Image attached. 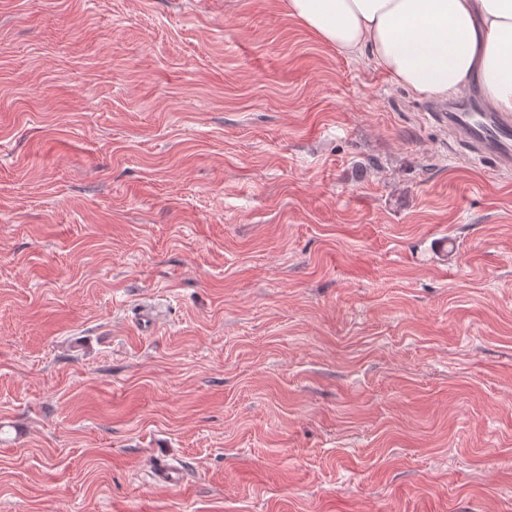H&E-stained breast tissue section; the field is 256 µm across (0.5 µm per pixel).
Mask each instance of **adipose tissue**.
<instances>
[{
    "label": "adipose tissue",
    "mask_w": 512,
    "mask_h": 512,
    "mask_svg": "<svg viewBox=\"0 0 512 512\" xmlns=\"http://www.w3.org/2000/svg\"><path fill=\"white\" fill-rule=\"evenodd\" d=\"M317 38L369 57L414 95L445 100L478 85L512 113V0H287Z\"/></svg>",
    "instance_id": "1"
}]
</instances>
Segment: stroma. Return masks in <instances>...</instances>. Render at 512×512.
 <instances>
[{
    "mask_svg": "<svg viewBox=\"0 0 512 512\" xmlns=\"http://www.w3.org/2000/svg\"><path fill=\"white\" fill-rule=\"evenodd\" d=\"M427 105L286 0H0V512H512V172Z\"/></svg>",
    "mask_w": 512,
    "mask_h": 512,
    "instance_id": "1",
    "label": "stroma"
}]
</instances>
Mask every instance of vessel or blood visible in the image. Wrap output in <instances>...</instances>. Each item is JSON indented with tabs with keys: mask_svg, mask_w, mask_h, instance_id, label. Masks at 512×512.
I'll return each mask as SVG.
<instances>
[{
	"mask_svg": "<svg viewBox=\"0 0 512 512\" xmlns=\"http://www.w3.org/2000/svg\"><path fill=\"white\" fill-rule=\"evenodd\" d=\"M475 98L474 91H467L460 102L434 108L433 118L455 132L476 156L491 158L496 168L511 169L512 114L494 111L484 103L478 111H467L466 103Z\"/></svg>",
	"mask_w": 512,
	"mask_h": 512,
	"instance_id": "1",
	"label": "vessel or blood"
}]
</instances>
